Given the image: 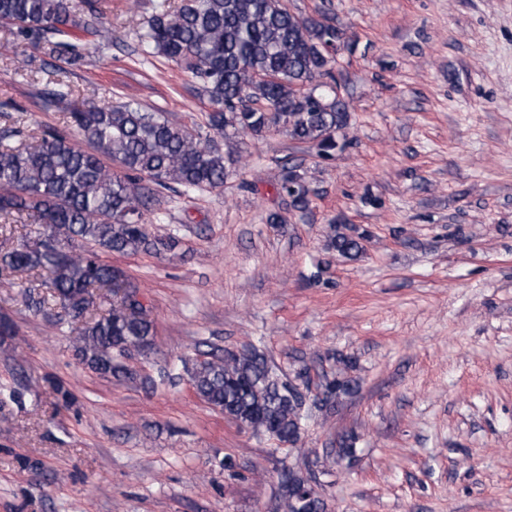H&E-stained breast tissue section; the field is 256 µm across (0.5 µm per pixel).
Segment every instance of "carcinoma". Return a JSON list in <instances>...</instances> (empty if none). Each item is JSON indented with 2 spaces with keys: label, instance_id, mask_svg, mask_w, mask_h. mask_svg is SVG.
Segmentation results:
<instances>
[{
  "label": "carcinoma",
  "instance_id": "carcinoma-1",
  "mask_svg": "<svg viewBox=\"0 0 512 512\" xmlns=\"http://www.w3.org/2000/svg\"><path fill=\"white\" fill-rule=\"evenodd\" d=\"M104 9L100 0L82 10L73 0H0V26L19 43L71 65L82 60L89 39L104 37ZM139 42L146 54L192 74L208 98V125L216 133L261 137L277 127L324 160L346 147L339 133L350 115L346 100L336 95L331 50L350 44L329 18L294 14L285 0H158ZM72 96L71 86L59 79L47 104L64 109ZM69 126L89 148L72 143L63 128L0 143V235L12 224L40 225L33 237L0 251V271L27 273V287L49 288L62 311L56 326L79 325L75 351L90 370L132 379L123 358L153 339L155 323L137 287L102 254L174 250L177 237L152 236L147 229L144 209L155 199L154 189L171 183L186 193L221 188L234 159L165 113L131 103L77 108L69 113ZM276 192L300 216L310 212L313 190L301 165L282 164ZM365 237L337 225L328 249L356 260ZM94 288L110 289L116 300L95 297ZM353 365L349 356L336 357V377L321 385L315 406L356 390L345 376ZM188 374L196 395L240 427L279 445L299 441L306 415L292 391L305 369L284 380L266 354L250 346L211 353ZM354 451L347 436L324 456L339 462ZM326 473L317 459L283 470L275 512H326L321 496L307 490L313 475Z\"/></svg>",
  "mask_w": 512,
  "mask_h": 512
}]
</instances>
